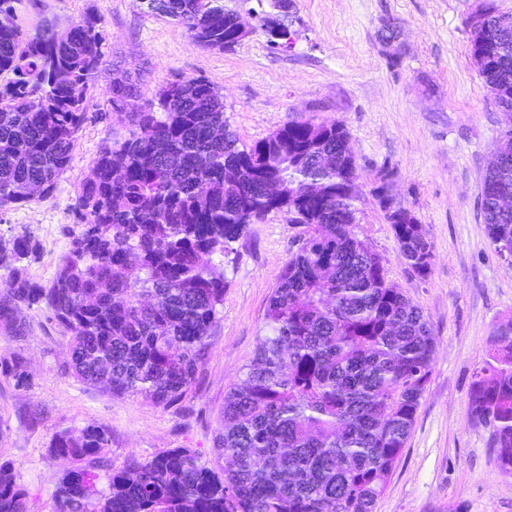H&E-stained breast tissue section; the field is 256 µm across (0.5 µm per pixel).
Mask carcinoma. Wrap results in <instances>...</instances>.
<instances>
[{"label": "carcinoma", "instance_id": "carcinoma-1", "mask_svg": "<svg viewBox=\"0 0 512 512\" xmlns=\"http://www.w3.org/2000/svg\"><path fill=\"white\" fill-rule=\"evenodd\" d=\"M0 0V208L53 194L85 120L89 80L103 63L100 18L62 38L30 37ZM193 42L228 51L237 15L224 0H149ZM469 57L494 103L512 106V14L490 5L471 29ZM116 104L137 94L116 77ZM132 113L126 139L102 149L78 194L79 224L52 282L27 274L37 244L0 236V327L25 339L22 309L44 311L69 337L67 372L114 396L169 407L195 382L220 321L223 256L247 226L265 220L280 185L295 239L269 297L253 358L224 400L215 471L190 448L112 469L108 428L56 432L49 453L70 462L55 512H374L411 435L434 360L429 321L388 281L384 259L354 231L358 187L349 133L336 122H289L239 146L218 87L170 82ZM331 162L325 164L321 156ZM386 172L374 188L398 244L420 279L432 244L411 209L393 204ZM512 132L485 174L481 210L497 253L512 250ZM0 375L30 383L25 357L0 358ZM469 417L493 416L491 447L512 474V316L491 328L471 384ZM0 512H28L27 493L0 463Z\"/></svg>", "mask_w": 512, "mask_h": 512}]
</instances>
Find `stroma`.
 <instances>
[{"mask_svg":"<svg viewBox=\"0 0 512 512\" xmlns=\"http://www.w3.org/2000/svg\"><path fill=\"white\" fill-rule=\"evenodd\" d=\"M480 0H293L291 41L270 44L259 19L270 0H224L252 32L233 50L194 43L176 21L144 0H16L33 36L45 23L65 32L87 13L103 23V64L89 83L85 120L57 190L46 199L0 208V235L29 234L39 252L27 272L47 285L68 251L76 197L104 145L128 135L127 111L109 102L113 78L134 83L140 103L169 82L202 77L223 95L224 116L250 146L290 121L337 122L350 136L361 189L354 231L387 262L389 280L423 311L436 352L416 422L375 512H512V476L497 467L490 430L470 420L467 403L493 323L512 314V263L500 258L480 214L490 156L512 119L490 97L467 55L469 20ZM391 171L395 199L424 224L431 274L420 280L373 194ZM300 231L284 213L249 225L228 256L224 308L197 379L176 405L116 397L64 370L68 338L28 312L32 332L0 334V356L21 352L32 384L0 376V463H10L29 512H54L67 462L48 446L60 430L103 425L113 469L171 448L216 464L214 438L224 397L253 357L268 299Z\"/></svg>","mask_w":512,"mask_h":512,"instance_id":"stroma-1","label":"stroma"}]
</instances>
